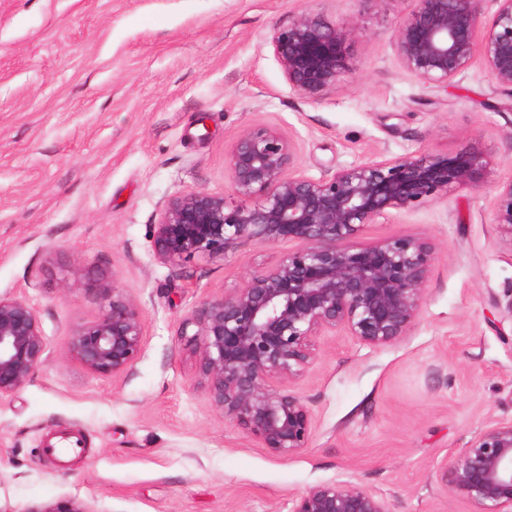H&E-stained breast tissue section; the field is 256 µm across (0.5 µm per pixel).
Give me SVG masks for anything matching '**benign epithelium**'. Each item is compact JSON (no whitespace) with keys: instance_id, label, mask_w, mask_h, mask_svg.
Returning a JSON list of instances; mask_svg holds the SVG:
<instances>
[{"instance_id":"benign-epithelium-1","label":"benign epithelium","mask_w":512,"mask_h":512,"mask_svg":"<svg viewBox=\"0 0 512 512\" xmlns=\"http://www.w3.org/2000/svg\"><path fill=\"white\" fill-rule=\"evenodd\" d=\"M394 35L401 67L425 84L445 85L480 58L499 89L512 93V0H412ZM362 36L354 23L326 21L307 5L269 44L288 85L315 101L352 75L348 47ZM233 197L179 192L161 205L155 259H220L243 240L293 241L299 248L205 301L182 321L207 380L212 405L274 455L307 447L310 409L291 388L311 363L314 340L343 330L368 345L392 343L418 317L435 246L397 238L355 245L361 227L393 210H410L461 185H481L477 151L421 154L340 167L319 178L299 169L294 142L254 124L227 152ZM493 221L512 244V180L493 186ZM106 308L72 334L70 352L87 370L126 373L144 343L142 309L117 282L101 285ZM46 341L22 297H0V397L20 389L42 364ZM440 481L465 493L478 512H512V421L477 433L443 463ZM32 512H90L68 500ZM293 512H391L387 501L351 483H323L296 500Z\"/></svg>"}]
</instances>
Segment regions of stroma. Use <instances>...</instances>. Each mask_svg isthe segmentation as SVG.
Segmentation results:
<instances>
[{"mask_svg":"<svg viewBox=\"0 0 512 512\" xmlns=\"http://www.w3.org/2000/svg\"><path fill=\"white\" fill-rule=\"evenodd\" d=\"M302 0H0V296L33 307L46 350L0 397V512L62 500L88 512H292L322 483H353L391 512H476L441 465L512 420V243L493 186L512 178V94L482 62L446 85L398 61L411 0H314L355 22L351 78L308 101L268 44ZM293 140L308 176L376 157L479 148L481 187L364 225L368 245H436L406 336L371 346L336 332L292 384L312 414L306 448L280 457L214 408L181 322L294 250L238 244L221 259L156 261L159 206L182 191L231 194L226 154L250 125ZM117 281L145 341L112 378L70 353ZM82 450L47 455L55 437Z\"/></svg>","mask_w":512,"mask_h":512,"instance_id":"35a3bbf8","label":"stroma"}]
</instances>
